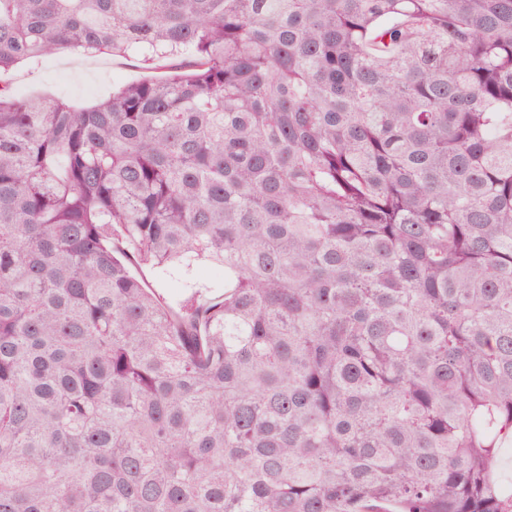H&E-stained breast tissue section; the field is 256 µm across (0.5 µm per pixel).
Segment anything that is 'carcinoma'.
Listing matches in <instances>:
<instances>
[{"mask_svg":"<svg viewBox=\"0 0 512 512\" xmlns=\"http://www.w3.org/2000/svg\"><path fill=\"white\" fill-rule=\"evenodd\" d=\"M76 49L167 75L0 80V512H512V0H0ZM140 57L75 58L70 52L29 61L2 76L21 97H55L80 106L107 98L118 87L158 78L164 69L142 67ZM142 275L156 294L166 298H180L195 291L205 293L224 285V269L214 264L200 265L188 275L174 274L163 279L147 268L142 269Z\"/></svg>","mask_w":512,"mask_h":512,"instance_id":"1","label":"carcinoma"}]
</instances>
